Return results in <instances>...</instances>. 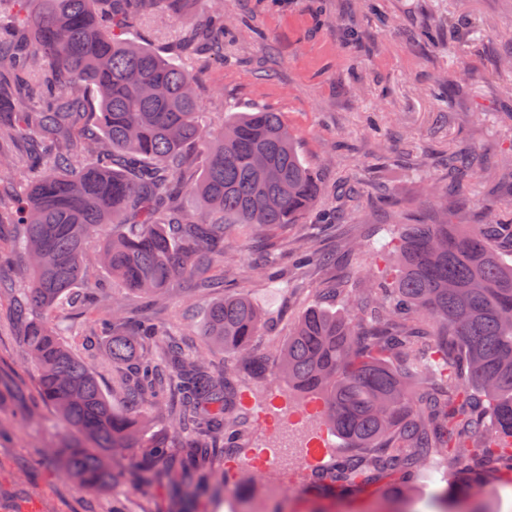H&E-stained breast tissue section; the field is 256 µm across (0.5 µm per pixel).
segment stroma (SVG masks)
I'll return each instance as SVG.
<instances>
[{"instance_id":"obj_1","label":"stroma","mask_w":512,"mask_h":512,"mask_svg":"<svg viewBox=\"0 0 512 512\" xmlns=\"http://www.w3.org/2000/svg\"><path fill=\"white\" fill-rule=\"evenodd\" d=\"M191 30L177 18L148 16L133 34L172 57ZM509 55L512 0H224L223 62L200 57L192 63L202 111L217 125L236 111L281 113L324 186L320 210L336 214L335 226L318 236L305 223L261 238L240 229L225 236L224 265L208 274L223 278L225 290L245 293L269 318L268 333L252 343L255 355H268L272 344L284 342L311 304L343 310L346 293L365 286L360 266L390 265V257L378 255L377 241L386 225L418 224L436 212L430 191L448 181L449 152L465 147L498 157L512 146V70L501 67ZM492 178L486 171L470 179L453 223H485ZM375 184L387 190V201L372 200ZM15 235L14 225L0 226V278L23 289L29 275ZM305 246L334 253L335 263L295 269L292 256ZM267 253L280 284L249 270ZM324 288L336 289V296H321ZM218 298L182 284L154 318L166 327L180 325L187 350L206 348L220 368L227 355L206 347L200 334L201 316ZM11 306L10 297H0V512H112L116 503L123 512H242L266 483L277 485L286 512H369L379 499L373 487L341 499L317 483L306 450L325 427L318 412L290 431L286 464L268 472L252 464L253 450L282 434L277 423L261 424L259 412L277 398L285 414L313 400L282 380L245 371L236 377L243 426L234 460L215 452L193 461L194 468L217 475L233 465L235 479L193 504H185L170 481L136 485L138 469L164 467L142 448L117 456L125 477L106 490L64 479L53 462L28 468L42 450L66 447L79 436L63 429L54 409L40 400ZM87 321V315L64 312L58 332L111 390L119 370L101 358L103 342L75 333ZM455 474L447 456L436 454L401 497L419 512H432L429 492Z\"/></svg>"}]
</instances>
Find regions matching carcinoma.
I'll return each mask as SVG.
<instances>
[{
	"label": "carcinoma",
	"mask_w": 512,
	"mask_h": 512,
	"mask_svg": "<svg viewBox=\"0 0 512 512\" xmlns=\"http://www.w3.org/2000/svg\"><path fill=\"white\" fill-rule=\"evenodd\" d=\"M199 2L0 0V172L36 173L25 189L0 188V224L21 228L33 273L12 314L24 325L40 399L86 440L48 448L32 464L55 459L86 489L110 486L114 452L165 453L144 439L137 412L148 403L169 406L173 434H220L231 449L239 424L231 380L243 365L264 375L273 362L294 391L319 397L348 448L321 482L363 491L419 473L442 449L462 471L431 491L435 512H477L468 504L482 469L512 473V196L485 200L486 224L462 229L445 210L389 232L380 249L394 250L397 264L368 274L355 314L308 308L269 359L250 356L258 309L243 294L224 296L201 325L236 359L221 375L204 356L183 354L173 330L112 307L117 286L152 305L180 282L220 287L201 271L224 262L226 233L241 225L260 237L296 224L321 194L279 113L238 112L216 128L195 76L127 37L142 16L190 21ZM208 4L204 32L217 47L224 0ZM485 165L449 153L448 183L436 193L449 202L457 177ZM185 192L201 212L181 206ZM59 308L89 314L87 335L105 338L106 360L132 365L119 387L126 412L58 335L50 315ZM170 478L192 498L213 476Z\"/></svg>",
	"instance_id": "1"
}]
</instances>
